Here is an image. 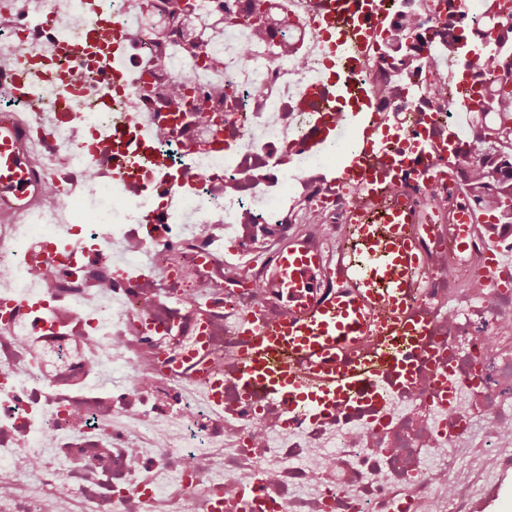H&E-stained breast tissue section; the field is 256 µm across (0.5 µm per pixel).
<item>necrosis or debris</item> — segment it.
Returning <instances> with one entry per match:
<instances>
[{"mask_svg": "<svg viewBox=\"0 0 512 512\" xmlns=\"http://www.w3.org/2000/svg\"><path fill=\"white\" fill-rule=\"evenodd\" d=\"M272 7L291 25L302 63L271 57L243 23L190 55L174 34L138 38L131 76L153 80L149 93L117 108L132 124L165 111L169 86L182 79L206 112H223L225 95L237 101L238 151L176 154L185 189L172 199L106 192L109 146L90 155L81 144L111 116L86 99L70 100L55 148L31 118L30 159L52 184L27 215L0 217V512H208L253 480L280 512H387L396 499L411 512H468L489 482L477 458L512 467V262L500 261L490 280L478 274L482 238L465 254L453 251L444 187L421 206L429 263L417 308L447 346L441 365L461 381L448 411L435 407L427 366L412 390L393 395L384 423L340 407L333 420L301 430L285 427L277 404L238 409L229 383L223 410L209 409L190 365L177 376L158 370V354L178 357L201 325L209 361L231 372L235 316L284 312L270 293L269 255L298 240L333 263L345 210L361 200L356 188L332 186L336 155L283 170L281 147L303 125L291 104L323 59L302 0ZM44 11L56 30L78 31L76 0H0L5 17ZM214 53L224 59L216 71ZM382 53L368 54L365 90L383 112L442 130L458 125L447 67L413 72V93L386 98ZM158 207L161 239L143 232ZM147 320L158 328L149 339ZM107 366L117 374L108 389L98 382Z\"/></svg>", "mask_w": 512, "mask_h": 512, "instance_id": "necrosis-or-debris-1", "label": "necrosis or debris"}]
</instances>
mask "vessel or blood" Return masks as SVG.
Instances as JSON below:
<instances>
[{
  "label": "vessel or blood",
  "mask_w": 512,
  "mask_h": 512,
  "mask_svg": "<svg viewBox=\"0 0 512 512\" xmlns=\"http://www.w3.org/2000/svg\"><path fill=\"white\" fill-rule=\"evenodd\" d=\"M79 8L87 18L85 37L51 35L47 24L25 21L32 41L48 42L49 49L19 57L11 70L0 72V87L24 107L36 99L43 80L56 81L57 99L41 104L42 111L54 116L45 126L50 140L71 94L80 92L108 106L114 93L131 86L134 36L127 19L113 9L112 0H79ZM308 12L325 45L328 71L311 81L297 102L307 122L287 151L293 156L318 154L354 135L358 147L341 157L336 183L357 185L379 206L351 209L350 244L338 269L327 267L319 253L300 241L273 253V295L285 308L279 319L259 320L246 312L236 317L239 349L228 378L241 405L256 413L262 403L279 404L295 429L326 418L338 404L380 403L391 389L412 387L420 364L442 351L431 340V322L416 311L426 263L419 215L392 199L394 184L405 182L415 195L447 185L459 221L453 239L458 252L467 250L470 234L486 221L453 173L461 136L451 129L438 137L427 127L410 125L390 138L392 120L365 93L364 58L387 25L385 0H308ZM87 62L94 76L82 89L74 69ZM179 121L178 113L163 112L142 122L132 135L120 120L105 129V137L115 143V187L137 186L164 198L178 192L182 170L157 159L150 147L154 133L172 131ZM27 131L20 122L0 123V213L25 214L49 185L48 175L28 158ZM185 357L200 364L208 404L222 407L228 378L200 363L199 344H191ZM215 509L273 512L274 505L254 481L243 486L235 503L219 502Z\"/></svg>",
  "instance_id": "obj_1"
}]
</instances>
